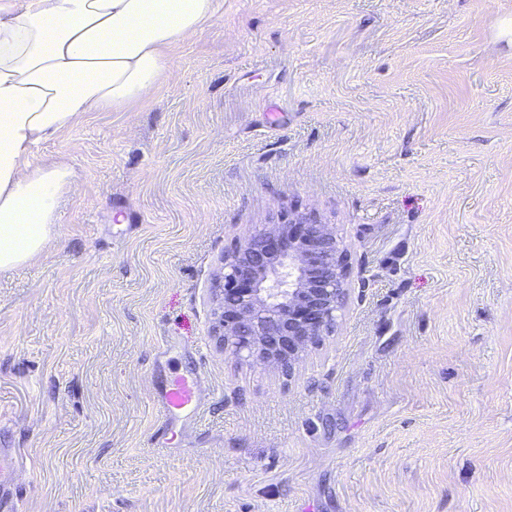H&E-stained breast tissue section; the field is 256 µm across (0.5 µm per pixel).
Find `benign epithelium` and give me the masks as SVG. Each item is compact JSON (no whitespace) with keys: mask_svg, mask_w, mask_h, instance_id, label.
<instances>
[{"mask_svg":"<svg viewBox=\"0 0 512 512\" xmlns=\"http://www.w3.org/2000/svg\"><path fill=\"white\" fill-rule=\"evenodd\" d=\"M347 277L328 225L303 213L264 225L224 257L214 312L224 351L293 377L309 348L334 332Z\"/></svg>","mask_w":512,"mask_h":512,"instance_id":"benign-epithelium-1","label":"benign epithelium"}]
</instances>
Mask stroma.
I'll list each match as a JSON object with an SVG mask.
<instances>
[{
    "label": "stroma",
    "mask_w": 512,
    "mask_h": 512,
    "mask_svg": "<svg viewBox=\"0 0 512 512\" xmlns=\"http://www.w3.org/2000/svg\"><path fill=\"white\" fill-rule=\"evenodd\" d=\"M172 62L38 150L76 182L0 272L17 512H512V0H221ZM297 213L349 274L289 379L214 309L225 252ZM192 370L205 406L155 447ZM154 404L161 422L156 435L158 439L164 437V444H171L173 432L165 437L169 434V421L179 415L195 414L203 404L198 374L189 372L162 382L155 388Z\"/></svg>",
    "instance_id": "35a3bbf8"
}]
</instances>
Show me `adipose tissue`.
Masks as SVG:
<instances>
[{"label":"adipose tissue","mask_w":512,"mask_h":512,"mask_svg":"<svg viewBox=\"0 0 512 512\" xmlns=\"http://www.w3.org/2000/svg\"><path fill=\"white\" fill-rule=\"evenodd\" d=\"M219 0H0V270L62 236L75 182L38 146L88 112H128L172 74L171 49L211 25Z\"/></svg>","instance_id":"adipose-tissue-1"}]
</instances>
